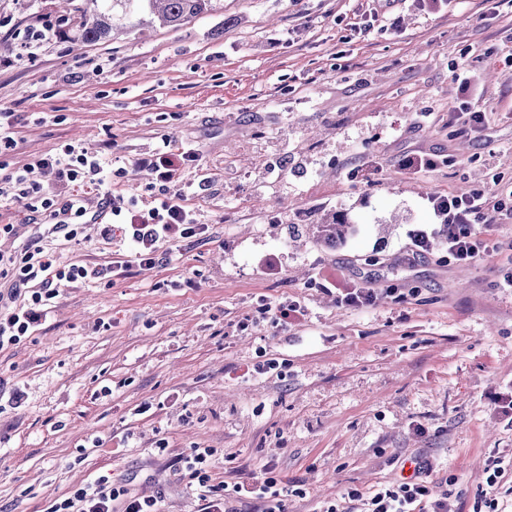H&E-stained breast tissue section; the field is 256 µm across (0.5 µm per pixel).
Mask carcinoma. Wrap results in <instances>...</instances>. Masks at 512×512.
<instances>
[{"mask_svg":"<svg viewBox=\"0 0 512 512\" xmlns=\"http://www.w3.org/2000/svg\"><path fill=\"white\" fill-rule=\"evenodd\" d=\"M219 0H92L94 10L84 14L74 28V40L94 44L107 39L114 29V20L130 18L149 11L166 26H179L193 18L217 10ZM350 225L337 220L317 225L318 238L328 245L345 240Z\"/></svg>","mask_w":512,"mask_h":512,"instance_id":"obj_1","label":"carcinoma"}]
</instances>
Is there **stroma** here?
Wrapping results in <instances>:
<instances>
[{
    "label": "stroma",
    "mask_w": 512,
    "mask_h": 512,
    "mask_svg": "<svg viewBox=\"0 0 512 512\" xmlns=\"http://www.w3.org/2000/svg\"><path fill=\"white\" fill-rule=\"evenodd\" d=\"M58 0H0V113L14 148L0 177L76 142L134 207L159 194L143 167L162 141L197 165L164 187L186 194L204 234L160 241L152 267L63 285L48 321L0 348V512H49L106 476L161 493V512H204L182 469L213 454L210 484L272 472L286 512H357L349 497L415 476L461 512H512V249L463 266L443 244L408 261L434 223L432 194L486 186L509 209L512 242V0H222L176 27L143 13L109 40L74 44ZM474 75L462 90L459 74ZM485 113L481 132L448 112ZM435 165L408 176L403 156ZM89 220L76 241L24 202L0 204V253L33 240L62 263L107 265L102 193L75 182ZM339 216L337 245L315 224ZM376 264H367V257ZM373 288L337 305L324 278ZM299 302L284 324L275 306ZM275 360L276 370L255 372Z\"/></svg>",
    "instance_id": "35a3bbf8"
}]
</instances>
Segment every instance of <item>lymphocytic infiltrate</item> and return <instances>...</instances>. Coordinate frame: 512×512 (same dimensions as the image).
<instances>
[{
  "label": "lymphocytic infiltrate",
  "mask_w": 512,
  "mask_h": 512,
  "mask_svg": "<svg viewBox=\"0 0 512 512\" xmlns=\"http://www.w3.org/2000/svg\"><path fill=\"white\" fill-rule=\"evenodd\" d=\"M196 160L194 149L175 150L165 144L155 149L147 167L158 181L168 183ZM37 165L58 166L65 184L83 180L99 187L104 182V168L99 159L78 144H65L60 156L41 158ZM105 199L111 208L112 221L104 225L102 233L108 236L114 228H121L131 253L130 259L114 261L112 267L119 271L129 269L134 263L153 265L159 240L178 243L202 230L179 193L162 192L150 205L139 209L126 207L123 196L118 194L106 193ZM429 202L439 220L434 234L441 237L449 257L456 263L468 265L479 256L499 251L494 228L503 204L491 190L477 187L464 194H434ZM479 224L484 227L480 233L475 230ZM107 270L96 265L60 264L53 254L40 247L18 256L0 254V274L11 276L16 286L33 289L28 305L0 310V346L17 343L21 336L46 323L50 314L46 302L56 296L59 285L79 280L90 282L105 275ZM211 455V449L196 448L184 459L189 476L205 489V512H227L226 497L230 494L257 502L260 512H283L275 478L237 483L230 488L210 485L204 467ZM158 503V496H129L108 479L101 478L78 489L73 498L53 506L50 512H159ZM363 504V512H453L447 497L434 496L424 482L412 480L373 491Z\"/></svg>",
  "instance_id": "1"
}]
</instances>
